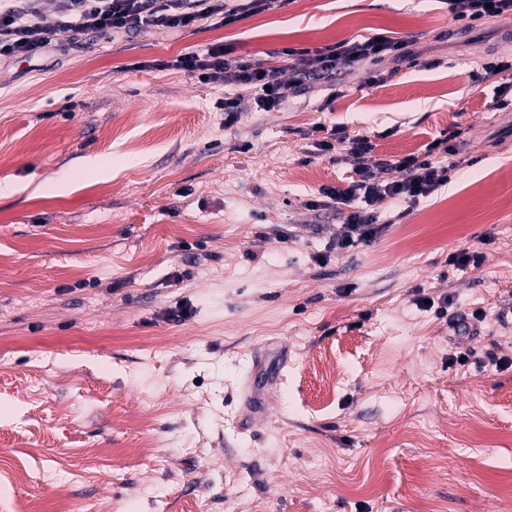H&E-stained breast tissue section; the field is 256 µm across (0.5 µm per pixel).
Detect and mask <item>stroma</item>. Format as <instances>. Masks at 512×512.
<instances>
[{"label":"stroma","mask_w":512,"mask_h":512,"mask_svg":"<svg viewBox=\"0 0 512 512\" xmlns=\"http://www.w3.org/2000/svg\"><path fill=\"white\" fill-rule=\"evenodd\" d=\"M378 34L412 53L379 84L282 53ZM58 40L0 61V512H512V368L482 365L512 357V105L483 70L512 58V19L289 0ZM216 42L280 70L284 108L164 66ZM222 97L241 100L230 127ZM319 125L374 161L445 139L460 165L419 203H372L381 234L340 252L349 206L311 202L353 165L313 154ZM93 159L111 172L58 184ZM462 249L477 263L449 266ZM442 297L474 335L428 308Z\"/></svg>","instance_id":"1"}]
</instances>
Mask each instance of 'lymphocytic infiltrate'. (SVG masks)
<instances>
[{
    "mask_svg": "<svg viewBox=\"0 0 512 512\" xmlns=\"http://www.w3.org/2000/svg\"><path fill=\"white\" fill-rule=\"evenodd\" d=\"M59 15L57 25H49L45 0H0V60L33 58L55 43L58 29L74 34L94 32L114 36L130 31L167 29L179 31L198 24L229 26L253 14L271 9L276 0H54ZM448 12L454 20L476 25L487 18L512 16V0H448ZM405 44L383 36L363 40H343L319 49L316 60L320 78H332L337 64L348 66L367 61L378 63L387 57L405 56ZM169 68L187 73L197 83L223 87L248 86L258 89L256 103L269 111L288 101V86L277 70L262 68L234 56L232 47L211 45L202 53L178 55ZM373 150L363 137L346 141L345 151L354 162L356 180L348 187H321L319 206L363 200L366 204L391 198L416 202L433 194L449 180V170L430 159L434 145L423 154H411L397 160L368 163ZM364 208L346 218V231L336 242L346 250L372 240L381 231L373 214Z\"/></svg>",
    "mask_w": 512,
    "mask_h": 512,
    "instance_id": "obj_1",
    "label": "lymphocytic infiltrate"
}]
</instances>
